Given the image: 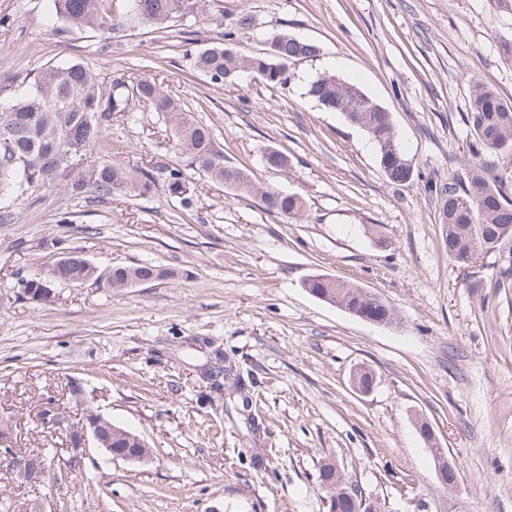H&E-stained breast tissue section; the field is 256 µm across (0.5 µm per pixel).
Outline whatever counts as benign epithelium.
Returning <instances> with one entry per match:
<instances>
[{"label":"benign epithelium","instance_id":"1","mask_svg":"<svg viewBox=\"0 0 512 512\" xmlns=\"http://www.w3.org/2000/svg\"><path fill=\"white\" fill-rule=\"evenodd\" d=\"M86 419L76 425L72 422L70 415L58 409H50L40 416L42 426L49 432L66 437L65 453L57 454L60 459L62 474L65 476L80 475L85 469V460L88 458V448L94 445L104 450L109 461L122 460L124 462H137L141 457L134 455H117L112 452V426L107 418L98 410L88 409L85 413ZM417 429L426 445L438 449L435 455L436 475L441 483L447 487L458 485V470L456 465L447 460L444 449L440 448V442L432 426L424 421H417ZM9 470L15 472L16 476L24 481L31 480L33 484L39 485L55 472L59 471L54 467L40 461L33 454H24L9 449L8 452Z\"/></svg>","mask_w":512,"mask_h":512}]
</instances>
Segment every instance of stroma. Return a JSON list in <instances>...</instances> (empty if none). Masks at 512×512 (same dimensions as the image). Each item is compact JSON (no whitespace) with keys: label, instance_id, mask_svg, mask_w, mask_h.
Returning <instances> with one entry per match:
<instances>
[{"label":"stroma","instance_id":"1","mask_svg":"<svg viewBox=\"0 0 512 512\" xmlns=\"http://www.w3.org/2000/svg\"><path fill=\"white\" fill-rule=\"evenodd\" d=\"M49 13V0H0V98L70 60L109 80L154 77L212 128L225 161L307 210L283 220L189 168L144 108L113 116L104 154L182 168L191 206L161 183L145 198H21L0 224V426L14 449L64 448L39 414L57 405L79 418L77 383L153 453L110 463L92 447L85 476L39 489L0 466V499L13 512H328L318 474L332 460L382 512H512V277L490 258L470 271L449 257L424 186L471 158L472 81L512 101L501 52L512 0H209L198 19L131 28L105 49L99 32L56 30ZM245 13L255 26L241 52L290 33L319 56L296 62L285 86L213 85L186 53ZM323 72L390 112L421 180L390 184L366 134L307 96ZM268 149L287 170L263 164ZM73 250L102 269L149 261L175 276L121 291L61 285L47 304L23 295L22 278ZM316 274L378 295L398 327L318 300L304 286ZM218 352L241 383L213 395L203 373ZM359 368L376 377L370 393L351 385ZM418 416L455 462V490L440 487Z\"/></svg>","mask_w":512,"mask_h":512}]
</instances>
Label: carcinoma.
Here are the masks:
<instances>
[{
  "instance_id": "cac0c4a2",
  "label": "carcinoma",
  "mask_w": 512,
  "mask_h": 512,
  "mask_svg": "<svg viewBox=\"0 0 512 512\" xmlns=\"http://www.w3.org/2000/svg\"><path fill=\"white\" fill-rule=\"evenodd\" d=\"M54 17L70 29L95 28L116 34L130 27L165 29L171 22L197 18L206 0H126L125 12L111 14L106 0H51ZM255 26L252 15L242 14L224 33V42L202 47L190 54L192 69L214 84L234 81L250 73L275 86L288 80V67L295 61L319 55L320 48L295 34L280 33L268 39L277 46L271 52L242 55L235 50L234 37ZM306 95L325 108L340 112L361 128L375 145L380 169L389 183L397 186L413 181L412 161L402 152L395 127L385 108L368 97L356 84L333 74L319 73L307 83ZM139 103L156 113L173 133L176 146L198 171L224 182L238 197H253L270 214L283 219H299L306 209L298 194H282L256 185L242 169L224 163L212 129L196 120L180 100L151 77L133 83L105 78L82 62L45 67L28 88L0 106V200L18 199L28 193L64 192L92 201L103 200L120 191L145 196L155 185L154 168L128 169L97 155L103 149L112 116L132 111ZM466 122L473 136L472 159L461 171L447 179H430L429 192L439 203L443 238L448 256L466 265L468 255L480 248L489 253L503 252L512 241V181L506 177L489 181L487 157L512 151V102L504 100L487 84L472 85ZM168 194L187 206L188 187L182 171L164 166ZM172 272L152 263L115 265L110 268L104 287L123 290L151 278H167ZM95 267L82 254L71 251L43 276L21 280L22 288H54L55 285H81L96 279ZM308 288L338 304L350 313L397 319L394 310L379 296L359 285L328 275H315ZM112 448L117 452L134 450V437L113 429ZM336 475L331 463L321 466L320 490L333 509Z\"/></svg>"
}]
</instances>
